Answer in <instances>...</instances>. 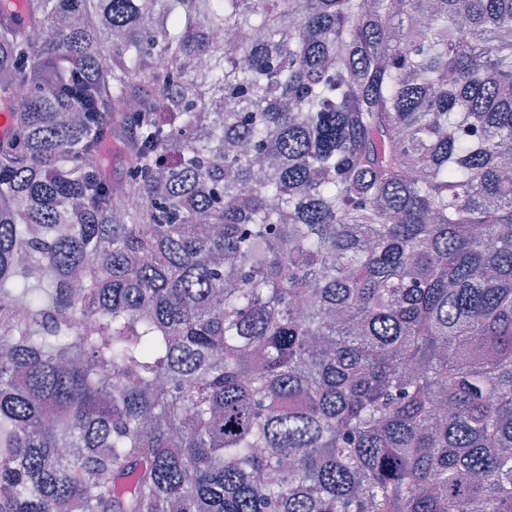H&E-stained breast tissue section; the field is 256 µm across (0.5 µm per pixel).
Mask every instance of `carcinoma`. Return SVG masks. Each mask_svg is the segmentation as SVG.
<instances>
[{"mask_svg":"<svg viewBox=\"0 0 512 512\" xmlns=\"http://www.w3.org/2000/svg\"><path fill=\"white\" fill-rule=\"evenodd\" d=\"M2 113L0 512H512V0H0Z\"/></svg>","mask_w":512,"mask_h":512,"instance_id":"obj_1","label":"carcinoma"}]
</instances>
